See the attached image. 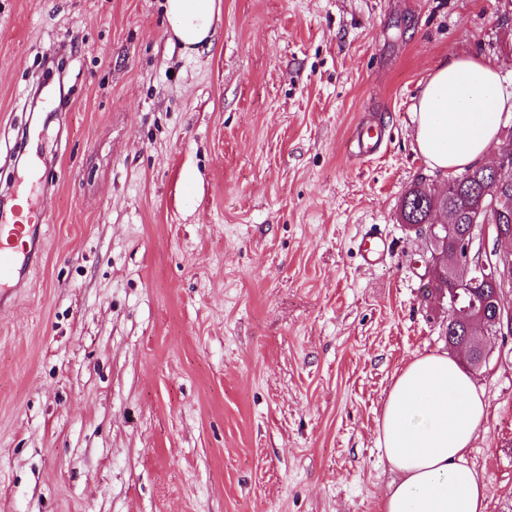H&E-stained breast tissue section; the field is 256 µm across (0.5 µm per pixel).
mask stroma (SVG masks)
Returning a JSON list of instances; mask_svg holds the SVG:
<instances>
[{
    "label": "stroma",
    "mask_w": 512,
    "mask_h": 512,
    "mask_svg": "<svg viewBox=\"0 0 512 512\" xmlns=\"http://www.w3.org/2000/svg\"><path fill=\"white\" fill-rule=\"evenodd\" d=\"M219 7L187 52L163 0H0V192L34 169L48 219L0 304V512H380L394 376L448 350L399 221L448 187L413 107L458 57L512 87V0ZM373 119L385 154L349 158ZM486 345L467 460L512 512V335ZM388 250L386 238L373 227L361 234L359 243V255L364 265L376 266Z\"/></svg>",
    "instance_id": "1"
}]
</instances>
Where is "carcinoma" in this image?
<instances>
[{
    "label": "carcinoma",
    "instance_id": "cac0c4a2",
    "mask_svg": "<svg viewBox=\"0 0 512 512\" xmlns=\"http://www.w3.org/2000/svg\"><path fill=\"white\" fill-rule=\"evenodd\" d=\"M486 190L494 191L500 197L499 207L503 210L497 215L500 223L512 225V170L495 179L485 166H473L457 175L456 182L444 193L423 182L413 184L404 195L411 205L400 209V217L408 224H422L431 212H446L452 216L459 236L471 223V216L476 213ZM496 289L498 285L492 283L485 284L477 294L460 289L458 306L465 307L466 316L471 319L490 318L494 313ZM448 348L464 350L467 367L479 369L478 360L484 346L468 338L465 327L451 317L448 318Z\"/></svg>",
    "mask_w": 512,
    "mask_h": 512
}]
</instances>
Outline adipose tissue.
<instances>
[{
  "label": "adipose tissue",
  "mask_w": 512,
  "mask_h": 512,
  "mask_svg": "<svg viewBox=\"0 0 512 512\" xmlns=\"http://www.w3.org/2000/svg\"><path fill=\"white\" fill-rule=\"evenodd\" d=\"M174 36L186 48L211 46L216 0H166ZM512 92L499 69L471 58L439 65L414 107V136L426 163L461 173L484 159ZM487 406L448 354H427L394 378L377 425V446L397 474L382 512H485L488 486L467 463Z\"/></svg>",
  "instance_id": "ef3b65f1"
}]
</instances>
